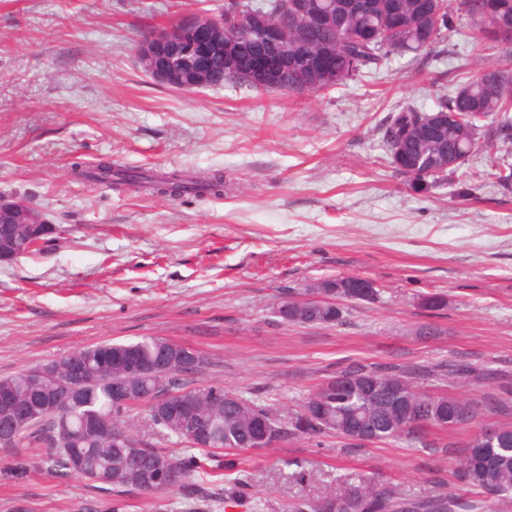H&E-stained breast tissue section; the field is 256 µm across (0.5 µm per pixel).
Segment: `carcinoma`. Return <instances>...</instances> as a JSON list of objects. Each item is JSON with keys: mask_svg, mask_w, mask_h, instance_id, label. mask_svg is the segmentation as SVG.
Segmentation results:
<instances>
[{"mask_svg": "<svg viewBox=\"0 0 512 512\" xmlns=\"http://www.w3.org/2000/svg\"><path fill=\"white\" fill-rule=\"evenodd\" d=\"M327 10L324 25L315 29L297 27L288 32V51L293 53L278 90L295 94L328 92L356 82L372 72L389 67L397 56L433 51L457 26L469 30L471 49L460 65L469 67L478 47L494 43L512 53V0H440L431 20L422 18V0H309ZM252 9L280 16L286 0H224V41H259L265 35L244 26L241 19ZM407 18L396 32L384 27L392 11ZM307 41L336 54L332 75L304 85L302 72L314 67L315 58L302 52L297 41ZM207 78L197 88L231 87L269 91L271 87L224 67L219 58L206 68ZM382 142L395 171L416 193L450 186L457 172L472 157L481 166L468 172L476 187L489 170L502 193H512V72L483 63L452 94L438 99L431 109L414 105L399 107L387 119ZM89 180L114 187L137 183L171 199L186 194L221 196L224 176L216 172L190 176L180 171L150 174L126 172L102 160L81 171ZM13 237L22 253L37 251L33 242L44 239L33 226L15 224ZM348 288L326 280L298 296L279 302L274 314L281 324L337 325L342 322L339 301H371L379 291L363 288L367 279L349 276ZM422 306L438 312L448 306L444 294L432 292ZM169 340L148 337L136 342L104 343L82 347L41 365L48 371L33 380L28 371L0 379V389L14 391L24 404L51 403L69 396V378L92 376L77 401L63 413L47 416L0 419V441L10 448L49 447L46 456L28 461L8 453L0 470L21 478L33 470L58 477H75L90 488L112 497V512H126L131 488L158 497L173 490L194 494L200 466L195 451L207 453L221 467L219 450L247 451L257 444L278 442L291 435L319 437L334 434L353 447L365 443H391L416 439L428 427L453 431L471 423L484 411L490 415L512 410V400L495 392L481 399L457 397L446 392H428L422 381L432 378L455 383L483 379L482 368L440 362L432 365L353 363L332 371L284 421L270 414L255 399L232 392L220 383L168 379L149 370L131 374L138 360L151 365L171 354ZM187 388L191 404L187 411H162L150 405V393L164 381ZM127 381L137 402L147 406L149 421L165 435L184 445L176 456L153 448L135 434V420L125 416L126 405L115 400L113 386ZM453 474L470 489L468 494L441 492L413 498L397 484L359 474L324 486L312 501L292 504L291 512H486L494 500L503 509L512 505V423L497 426L493 436H474L455 461Z\"/></svg>", "mask_w": 512, "mask_h": 512, "instance_id": "1", "label": "carcinoma"}]
</instances>
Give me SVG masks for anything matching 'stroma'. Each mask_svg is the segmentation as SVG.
<instances>
[{"label":"stroma","instance_id":"35a3bbf8","mask_svg":"<svg viewBox=\"0 0 512 512\" xmlns=\"http://www.w3.org/2000/svg\"><path fill=\"white\" fill-rule=\"evenodd\" d=\"M196 0H0V195L38 209L36 254L0 263V378L105 342L165 338L211 361L206 380L298 410L329 369L352 362L458 361L512 373V194L493 175L461 196L417 194L395 173L381 127L400 104L431 107L469 72L449 56L395 59L329 93L177 90L134 50L148 26ZM189 174L221 170L222 197L172 200L74 176L73 162ZM360 276L379 291L335 326L277 324L288 292ZM444 293L439 312L423 295ZM435 335H420L423 325ZM477 425L419 442L347 447L335 436L227 450L205 494L139 495L128 512H288L348 473L426 497L463 491L451 470ZM250 502L225 503L237 468ZM109 498L78 480L0 476V512H84Z\"/></svg>","mask_w":512,"mask_h":512}]
</instances>
